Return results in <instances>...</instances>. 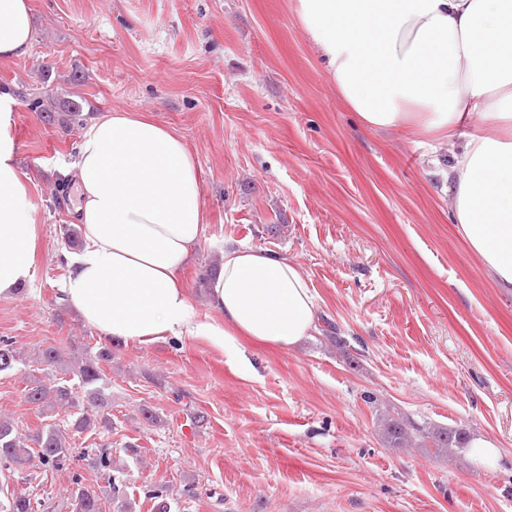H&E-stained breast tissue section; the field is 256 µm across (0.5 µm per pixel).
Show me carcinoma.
Wrapping results in <instances>:
<instances>
[{"instance_id":"1","label":"carcinoma","mask_w":512,"mask_h":512,"mask_svg":"<svg viewBox=\"0 0 512 512\" xmlns=\"http://www.w3.org/2000/svg\"><path fill=\"white\" fill-rule=\"evenodd\" d=\"M80 103L68 104L67 111L62 113L47 112L44 118L49 121L63 123L79 121ZM112 350L99 348L89 355L78 366L76 375L80 378V387L84 394L78 395L72 388L65 385H50L40 377L31 373L25 376V400L45 411L47 409L80 408V399L84 398L87 408L83 410L72 426L80 432L96 424L107 427L111 424L109 398L98 386L103 380L102 364L110 362ZM20 363L19 353L13 342L0 340V372L10 371ZM385 442L392 448H426L431 446L438 452H446L450 448L465 447L468 434L462 429L434 428L426 430L407 421L394 417L381 420ZM71 449L66 433L61 429L47 424L42 429L22 438L18 436L14 423L0 417V463L21 469L42 467L63 468L70 461ZM83 476L73 473L72 496L78 512H106L107 499L95 491L82 486ZM0 512H35V505L29 494L20 492L11 495L7 502L0 501Z\"/></svg>"}]
</instances>
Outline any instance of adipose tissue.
<instances>
[{
  "label": "adipose tissue",
  "mask_w": 512,
  "mask_h": 512,
  "mask_svg": "<svg viewBox=\"0 0 512 512\" xmlns=\"http://www.w3.org/2000/svg\"><path fill=\"white\" fill-rule=\"evenodd\" d=\"M345 104L367 129L405 128L451 147L452 220L497 287L512 290V0H291ZM29 0H0V62L28 55ZM18 101L0 86V295L34 279L37 209L17 163ZM74 188L79 249L60 291L107 341L247 339L279 350L319 331L298 264L228 248L201 314L181 270L207 215L196 160L173 129L104 113L55 163Z\"/></svg>",
  "instance_id": "1"
}]
</instances>
